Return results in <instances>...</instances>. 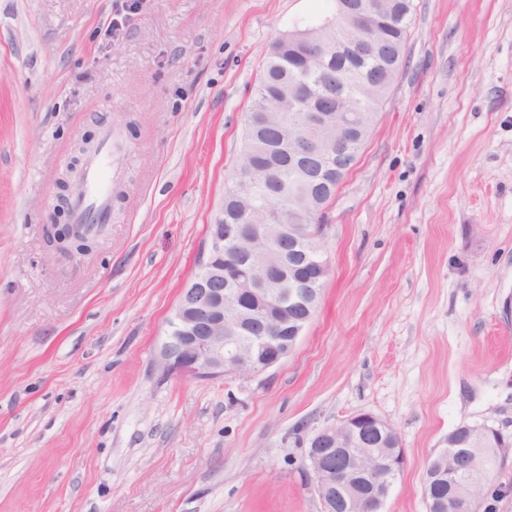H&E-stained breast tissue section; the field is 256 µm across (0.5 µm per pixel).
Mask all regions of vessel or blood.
I'll list each match as a JSON object with an SVG mask.
<instances>
[{
	"mask_svg": "<svg viewBox=\"0 0 512 512\" xmlns=\"http://www.w3.org/2000/svg\"><path fill=\"white\" fill-rule=\"evenodd\" d=\"M121 155L118 136L105 130L98 150L81 172L85 192L72 203L73 220L85 233L97 232L112 219V181L119 171Z\"/></svg>",
	"mask_w": 512,
	"mask_h": 512,
	"instance_id": "b4317fda",
	"label": "vessel or blood"
}]
</instances>
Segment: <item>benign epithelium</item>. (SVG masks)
Masks as SVG:
<instances>
[{
  "label": "benign epithelium",
  "instance_id": "obj_1",
  "mask_svg": "<svg viewBox=\"0 0 512 512\" xmlns=\"http://www.w3.org/2000/svg\"><path fill=\"white\" fill-rule=\"evenodd\" d=\"M343 10L347 17L364 23L382 10V4L380 0H349ZM341 47L358 64L374 59L377 66L383 65L377 39L365 26ZM322 52L320 36L306 33L293 68L303 69L310 58ZM333 117L338 128L353 126L350 113L311 110L305 126L290 139L297 156H315ZM47 232L62 252L73 256L88 252L78 248L80 240L73 224H51ZM326 238L325 224L209 225L197 272L181 291L173 312L176 335L164 341L157 355L161 376L256 377L279 365L313 318V302L294 282H285V277L301 278L313 288L323 285L329 273L327 260L309 267L302 256L313 244L318 245L319 254H325ZM226 297L264 306L259 334L246 335L240 324L224 325ZM489 432L498 438L499 447L512 446L507 443L508 436L488 426L462 425L448 434L424 483L446 476L452 494L446 500L424 496L426 512H485L489 497L512 494V486L503 484L477 497L474 486L460 480L469 474L481 477L480 484L486 483L482 443ZM398 439L391 423L368 412L316 430L308 439L303 468L320 500L321 512H379L405 467Z\"/></svg>",
  "mask_w": 512,
  "mask_h": 512
}]
</instances>
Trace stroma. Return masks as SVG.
<instances>
[{
  "label": "stroma",
  "instance_id": "stroma-1",
  "mask_svg": "<svg viewBox=\"0 0 512 512\" xmlns=\"http://www.w3.org/2000/svg\"><path fill=\"white\" fill-rule=\"evenodd\" d=\"M0 0V512H319L307 437L362 411L426 512L448 433L512 434V0H414L404 65L327 210L318 311L255 378L154 368L224 205L269 45L330 0ZM112 222L49 246L85 138Z\"/></svg>",
  "mask_w": 512,
  "mask_h": 512
}]
</instances>
